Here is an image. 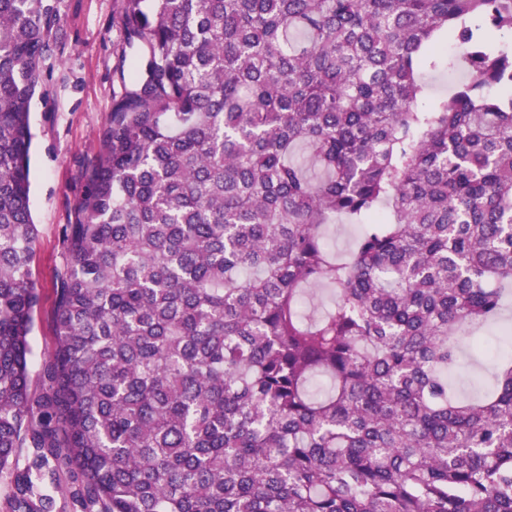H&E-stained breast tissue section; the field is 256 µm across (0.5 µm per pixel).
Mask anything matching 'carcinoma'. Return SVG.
Listing matches in <instances>:
<instances>
[{
  "instance_id": "carcinoma-1",
  "label": "carcinoma",
  "mask_w": 512,
  "mask_h": 512,
  "mask_svg": "<svg viewBox=\"0 0 512 512\" xmlns=\"http://www.w3.org/2000/svg\"><path fill=\"white\" fill-rule=\"evenodd\" d=\"M56 12L0 0L10 512L74 470L81 512H512V357L472 399L447 378L512 294V94L488 93L512 88V0H124L36 394L29 113ZM450 39L467 78L424 106ZM317 285L336 303L306 319ZM330 246L339 254H350L356 245L358 237V224H346L337 221L327 227Z\"/></svg>"
}]
</instances>
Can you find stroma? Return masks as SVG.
Segmentation results:
<instances>
[{
    "label": "stroma",
    "instance_id": "1",
    "mask_svg": "<svg viewBox=\"0 0 512 512\" xmlns=\"http://www.w3.org/2000/svg\"><path fill=\"white\" fill-rule=\"evenodd\" d=\"M122 0H58L51 32L52 51L40 67L32 100L30 209L38 228L31 264L40 301L30 336L29 376L38 385L42 361L57 347L54 329V281L67 262L64 225L75 220L86 174L100 150L112 97L113 72L120 62L119 16ZM492 359L462 349L448 383L455 394L472 395L490 385Z\"/></svg>",
    "mask_w": 512,
    "mask_h": 512
}]
</instances>
